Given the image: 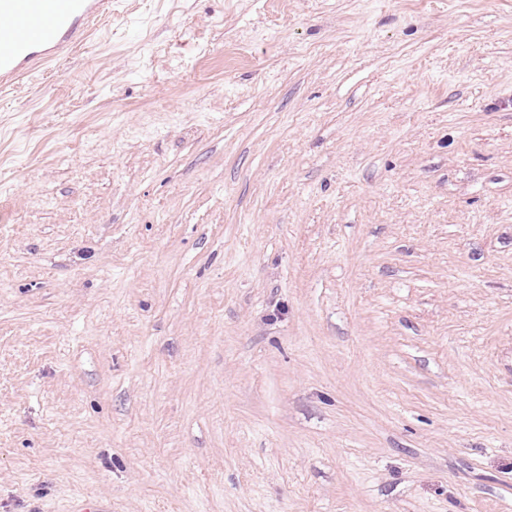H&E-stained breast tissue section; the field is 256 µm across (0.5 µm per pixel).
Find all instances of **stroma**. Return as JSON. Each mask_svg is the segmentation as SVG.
Masks as SVG:
<instances>
[{"label":"stroma","mask_w":512,"mask_h":512,"mask_svg":"<svg viewBox=\"0 0 512 512\" xmlns=\"http://www.w3.org/2000/svg\"><path fill=\"white\" fill-rule=\"evenodd\" d=\"M512 512V0H119L0 92V512Z\"/></svg>","instance_id":"1"}]
</instances>
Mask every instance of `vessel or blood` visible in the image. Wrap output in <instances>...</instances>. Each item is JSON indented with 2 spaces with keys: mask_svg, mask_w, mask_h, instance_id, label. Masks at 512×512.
I'll return each instance as SVG.
<instances>
[{
  "mask_svg": "<svg viewBox=\"0 0 512 512\" xmlns=\"http://www.w3.org/2000/svg\"><path fill=\"white\" fill-rule=\"evenodd\" d=\"M112 8L113 0H0V88L60 63Z\"/></svg>",
  "mask_w": 512,
  "mask_h": 512,
  "instance_id": "1",
  "label": "vessel or blood"
}]
</instances>
